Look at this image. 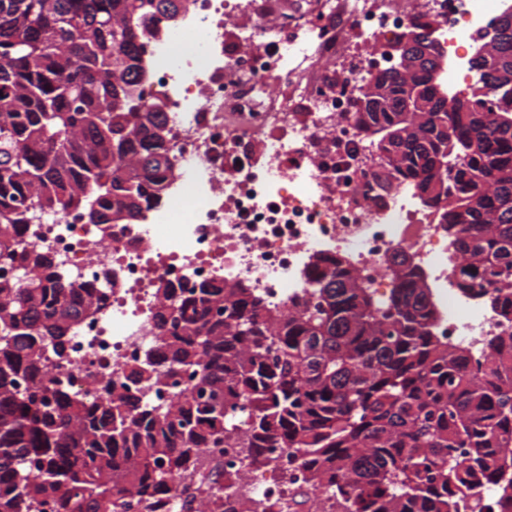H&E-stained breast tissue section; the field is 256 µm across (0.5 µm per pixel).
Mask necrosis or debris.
<instances>
[{"label":"necrosis or debris","instance_id":"1","mask_svg":"<svg viewBox=\"0 0 512 512\" xmlns=\"http://www.w3.org/2000/svg\"><path fill=\"white\" fill-rule=\"evenodd\" d=\"M429 5L438 15L448 89L466 90L477 32L511 9L512 0ZM253 6V0H188L178 26L165 28L160 40L143 38L151 67L143 100L163 105L177 159L160 204L135 224H91L67 209L18 227L24 247L56 255L77 286L98 298V313L69 330L66 358L47 361L48 376L59 377L71 395L92 399L120 387L146 355L167 363L155 318L160 283L187 290L240 280L282 308L305 296L317 254L345 257L381 289L385 259L406 251L443 310L439 334L469 348L471 367L486 364L491 340L512 334V320L455 286L447 225L418 206L410 186L378 181L366 166L374 149L349 117L356 77L333 86L299 80L301 111L272 110L267 77L326 54L322 30L243 29L239 41L260 36L276 44L277 53L225 51V15ZM344 14L350 23L338 34L370 43L410 18L402 0H347ZM228 108L250 116L257 152L241 150L237 138L225 134ZM277 454L279 468L246 471L236 494L260 501L287 494L300 471L287 449Z\"/></svg>","mask_w":512,"mask_h":512}]
</instances>
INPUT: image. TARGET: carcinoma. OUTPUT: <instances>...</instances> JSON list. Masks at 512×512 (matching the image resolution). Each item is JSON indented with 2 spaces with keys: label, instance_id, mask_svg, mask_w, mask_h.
I'll return each instance as SVG.
<instances>
[{
  "label": "carcinoma",
  "instance_id": "carcinoma-1",
  "mask_svg": "<svg viewBox=\"0 0 512 512\" xmlns=\"http://www.w3.org/2000/svg\"><path fill=\"white\" fill-rule=\"evenodd\" d=\"M175 0H0V255L20 253L32 275L0 281V512H119L132 493L148 504L174 473H195L206 448L246 449V466L275 464L287 448L304 482L338 512H460L461 489L497 488L512 512V338L492 342L490 374L470 351L436 332L441 313L415 265H385L389 292L336 257L312 264L308 297L284 311L241 282L188 294L163 285L157 313L161 368L151 358L131 384L185 375L192 386L165 406L123 392L86 402L43 378L47 348L61 357L69 327L93 312V296L53 256L20 248L15 226L71 207L107 224L131 205L138 221L149 191L171 176V149L155 138L140 83L144 29ZM476 38L471 112H407L405 87L438 82L394 68L369 70L363 87L385 91L376 109L352 113L381 148L406 132L382 163L448 225L458 288L512 319V10ZM129 59L137 65L121 67ZM454 168L436 167V159ZM248 408V435L235 412ZM198 512H257L233 499L241 472L216 473Z\"/></svg>",
  "mask_w": 512,
  "mask_h": 512
}]
</instances>
